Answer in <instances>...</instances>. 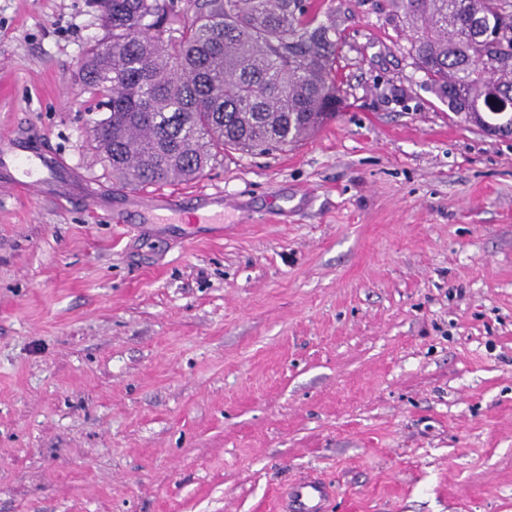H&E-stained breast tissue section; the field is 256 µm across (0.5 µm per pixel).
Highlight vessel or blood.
<instances>
[{
  "label": "vessel or blood",
  "mask_w": 512,
  "mask_h": 512,
  "mask_svg": "<svg viewBox=\"0 0 512 512\" xmlns=\"http://www.w3.org/2000/svg\"><path fill=\"white\" fill-rule=\"evenodd\" d=\"M67 163L34 139L23 136L0 137V186L21 190L40 197L66 199L70 188L62 174ZM134 204L140 212L160 219L165 214H187L198 224H220L224 221L223 209L196 205L192 212H185L182 199L176 193H155L136 197ZM329 497L327 485L315 477H306L288 489L289 512H325Z\"/></svg>",
  "instance_id": "obj_1"
}]
</instances>
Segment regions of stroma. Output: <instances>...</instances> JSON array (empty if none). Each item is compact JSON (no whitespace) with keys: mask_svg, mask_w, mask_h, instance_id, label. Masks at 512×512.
<instances>
[{"mask_svg":"<svg viewBox=\"0 0 512 512\" xmlns=\"http://www.w3.org/2000/svg\"><path fill=\"white\" fill-rule=\"evenodd\" d=\"M343 110L140 224L90 143L100 0H0V136L72 170L0 192V512H512V136L424 88L387 0H321ZM111 199L124 223L91 200ZM135 207L153 218L163 219L165 214H179L182 222L185 218L198 224H220L224 221V201L218 209L206 208L197 204L192 212H186L182 206L181 196L177 193H155L138 196L134 200ZM329 498L327 485L317 477H306L288 489V512H325Z\"/></svg>","mask_w":512,"mask_h":512,"instance_id":"1","label":"stroma"}]
</instances>
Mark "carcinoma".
<instances>
[{"label":"carcinoma","instance_id":"carcinoma-1","mask_svg":"<svg viewBox=\"0 0 512 512\" xmlns=\"http://www.w3.org/2000/svg\"><path fill=\"white\" fill-rule=\"evenodd\" d=\"M107 41L79 62L96 148L138 188L188 182L229 153L263 155L336 116V27L305 0H106ZM423 85L487 129L512 134V0H388ZM501 32L498 41L484 37Z\"/></svg>","mask_w":512,"mask_h":512}]
</instances>
